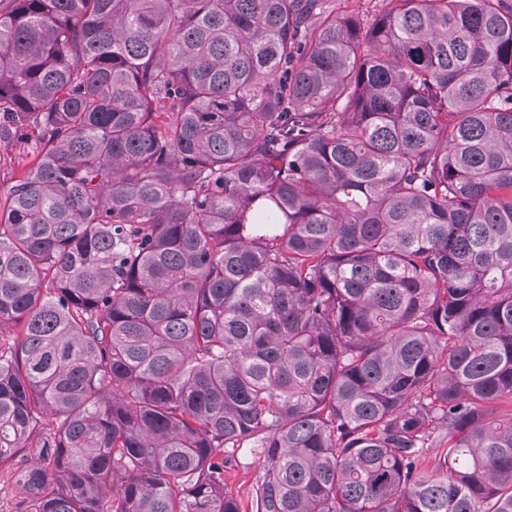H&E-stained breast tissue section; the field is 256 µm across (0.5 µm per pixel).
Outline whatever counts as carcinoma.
Returning a JSON list of instances; mask_svg holds the SVG:
<instances>
[{
  "mask_svg": "<svg viewBox=\"0 0 512 512\" xmlns=\"http://www.w3.org/2000/svg\"><path fill=\"white\" fill-rule=\"evenodd\" d=\"M389 2L0 0L24 512H512V0ZM334 13H354L359 15L364 24L370 25L379 13L387 6L382 0H331ZM1 154L10 158L6 165H0V198H3L14 179L34 162L36 154L31 152L26 143L6 145L0 142ZM261 475V469L257 463L235 466L224 473V481L237 494L244 509H247L251 493Z\"/></svg>",
  "mask_w": 512,
  "mask_h": 512,
  "instance_id": "cac0c4a2",
  "label": "carcinoma"
}]
</instances>
